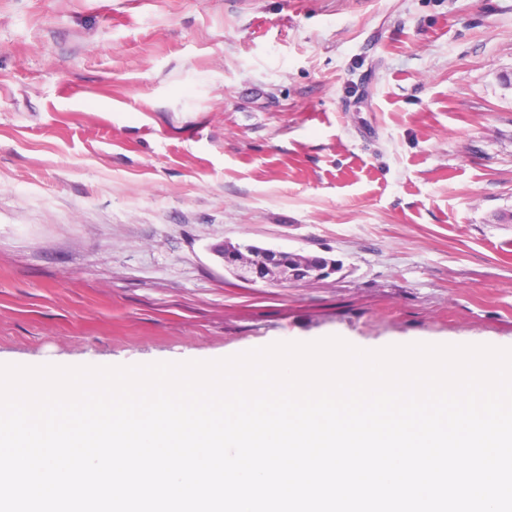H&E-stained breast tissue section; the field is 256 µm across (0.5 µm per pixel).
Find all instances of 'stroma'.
<instances>
[{"label": "stroma", "mask_w": 512, "mask_h": 512, "mask_svg": "<svg viewBox=\"0 0 512 512\" xmlns=\"http://www.w3.org/2000/svg\"><path fill=\"white\" fill-rule=\"evenodd\" d=\"M328 337L512 345V0H0V364ZM224 270L250 285L280 287L310 284L329 278L338 270L336 260L316 255L224 242L212 248Z\"/></svg>", "instance_id": "stroma-1"}]
</instances>
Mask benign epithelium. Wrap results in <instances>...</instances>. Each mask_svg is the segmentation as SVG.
<instances>
[{"mask_svg": "<svg viewBox=\"0 0 512 512\" xmlns=\"http://www.w3.org/2000/svg\"><path fill=\"white\" fill-rule=\"evenodd\" d=\"M224 270L250 285L264 283L280 287L310 284L329 278L338 270L332 259L316 255L224 242L212 248Z\"/></svg>", "mask_w": 512, "mask_h": 512, "instance_id": "7a95c632", "label": "benign epithelium"}]
</instances>
